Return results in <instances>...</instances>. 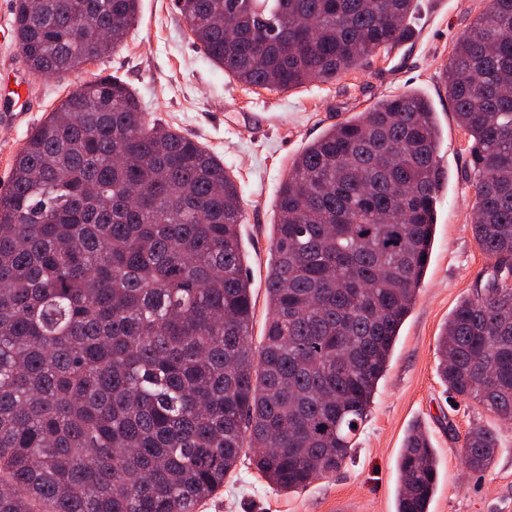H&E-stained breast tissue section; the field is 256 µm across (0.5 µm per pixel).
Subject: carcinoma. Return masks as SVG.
I'll return each mask as SVG.
<instances>
[{
  "mask_svg": "<svg viewBox=\"0 0 512 512\" xmlns=\"http://www.w3.org/2000/svg\"><path fill=\"white\" fill-rule=\"evenodd\" d=\"M196 43L249 87L328 82L410 35L418 0H175ZM138 0H14L28 67L50 77L119 47ZM444 90L472 159L492 270L437 345L448 393L512 423V0H489ZM430 101L403 92L327 128L281 183L253 347L235 175L145 118L126 81L73 89L0 192V512H196L246 457L282 491L355 450L432 252L447 180ZM475 425L462 458L495 461ZM439 462L402 448L396 512H429Z\"/></svg>",
  "mask_w": 512,
  "mask_h": 512,
  "instance_id": "obj_1",
  "label": "carcinoma"
}]
</instances>
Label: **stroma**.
Segmentation results:
<instances>
[{
  "mask_svg": "<svg viewBox=\"0 0 512 512\" xmlns=\"http://www.w3.org/2000/svg\"><path fill=\"white\" fill-rule=\"evenodd\" d=\"M488 5L489 0H420L411 35L401 45L368 57L335 80L282 91L248 88L225 76L195 43L174 0H140L138 22L116 51L63 75L40 77L24 64L13 38L12 0H0V62L15 72L13 95L0 96V192L9 185L28 134L62 99L98 76H120L150 117L199 140L231 167L241 194L257 340L268 312L276 199L292 160L331 125L405 91L421 93L439 115L448 180L437 203L430 262L352 459L336 474L292 493L241 462L197 512H332L340 500L358 512H395L397 458L415 424L439 460L429 512H512V424L477 404L454 401L436 370L437 339L445 323L492 268L473 237L471 157L443 86L457 40ZM476 424L496 430L501 441L493 466L481 474L464 466L460 452L465 433Z\"/></svg>",
  "mask_w": 512,
  "mask_h": 512,
  "instance_id": "stroma-1",
  "label": "stroma"
}]
</instances>
